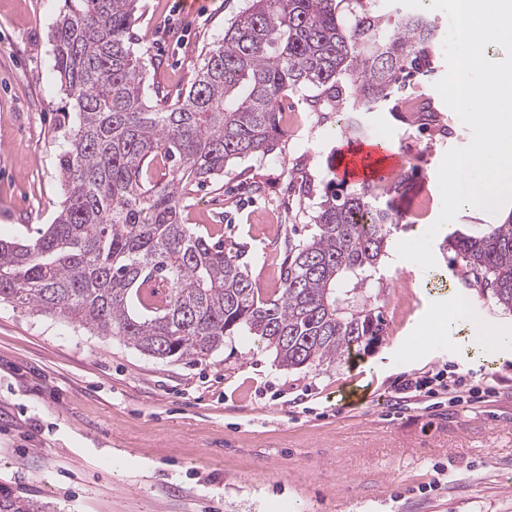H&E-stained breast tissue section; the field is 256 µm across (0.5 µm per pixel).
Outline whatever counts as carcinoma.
Returning a JSON list of instances; mask_svg holds the SVG:
<instances>
[{
  "label": "carcinoma",
  "instance_id": "carcinoma-1",
  "mask_svg": "<svg viewBox=\"0 0 512 512\" xmlns=\"http://www.w3.org/2000/svg\"><path fill=\"white\" fill-rule=\"evenodd\" d=\"M139 0H65L55 68L78 113L60 164L65 204L37 239H0V303L116 336L156 359L206 356L250 336L286 369L330 367L382 331L371 303L344 306L377 273L402 214L372 183L332 182L315 233L288 236L280 288L265 295L231 247L181 219L194 188L287 138L277 103L312 89L311 110L368 111L428 68L436 26L365 0H247L183 96L146 104L130 42ZM168 165L155 180L150 168ZM481 292L512 312V215L454 236ZM0 512H44L0 493Z\"/></svg>",
  "mask_w": 512,
  "mask_h": 512
}]
</instances>
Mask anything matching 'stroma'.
<instances>
[{
	"instance_id": "35a3bbf8",
	"label": "stroma",
	"mask_w": 512,
	"mask_h": 512,
	"mask_svg": "<svg viewBox=\"0 0 512 512\" xmlns=\"http://www.w3.org/2000/svg\"><path fill=\"white\" fill-rule=\"evenodd\" d=\"M391 16L425 12L437 29L430 69L410 91L433 96L448 136L409 130L400 111L349 113L359 132L316 124L309 91L279 103L301 125L281 152L229 164L196 190L184 223L211 243L236 244L264 293L280 284L289 227L309 235L312 216L351 142L382 141L414 169L396 196L401 224L363 292L383 331L352 359L320 370L279 367L252 337L235 336L195 360H159L119 338L0 305V488L57 512H512V352L473 351L478 336L512 335L503 312L467 276L449 243L496 213L459 212L437 233L433 268L395 262L400 241L419 237L441 210L437 171L470 130L436 97L447 72L449 20L432 0H390ZM64 0H0V238L31 240L61 209L59 162L70 128L54 68L53 38ZM245 0H139L133 49L148 90L175 101L208 47ZM468 313L431 345L424 329L460 300ZM442 367L497 391L431 405L395 400L403 374ZM354 386L368 389L349 403Z\"/></svg>"
}]
</instances>
